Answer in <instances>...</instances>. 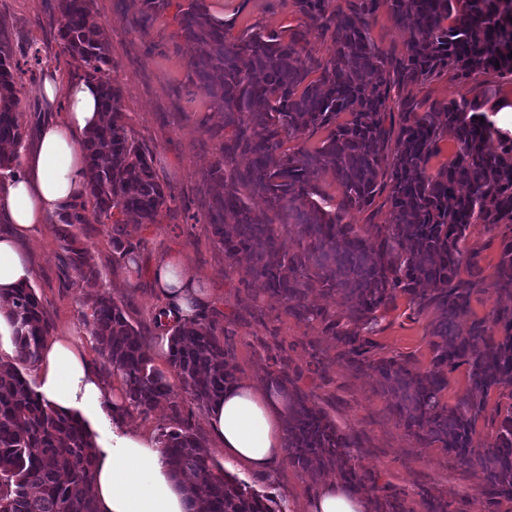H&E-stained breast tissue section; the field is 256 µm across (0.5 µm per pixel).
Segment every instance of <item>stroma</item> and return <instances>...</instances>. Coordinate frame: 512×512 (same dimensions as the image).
<instances>
[{"mask_svg": "<svg viewBox=\"0 0 512 512\" xmlns=\"http://www.w3.org/2000/svg\"><path fill=\"white\" fill-rule=\"evenodd\" d=\"M57 3L0 0V40L13 48L24 71L18 85L23 159L33 151L41 126L65 116L63 97L46 100L38 95V86L47 78L62 85L84 78L82 71L66 64L57 41L51 21ZM205 4L235 37L253 26L277 33L298 23L292 0H205ZM92 9L111 51L105 76L120 89L129 133L154 153L156 174L168 199L154 224H105L93 209H85L76 233L100 269L104 289L124 300L125 311L142 336L156 344L166 339L153 320L151 269L156 260L179 254L194 273L209 312L226 332L224 349L237 378L259 382L274 372L287 376L289 388L305 392L309 406L323 411L348 438L352 461L360 472L378 476L377 484L364 488L371 499L386 492L398 495L408 512H424L425 496L448 500L454 512H512L511 500L490 503L479 469L462 464L406 428L376 377L343 356L336 337L319 323L287 314L282 300L247 276L243 265L225 259L208 227L213 190L204 180L217 158L218 142L210 132L223 127L224 116L213 108L189 64L187 49L176 35L175 9L158 15L145 31L134 24L136 0H92ZM34 48L43 65L32 60ZM62 216L59 210L49 215L37 233L20 241L19 248L36 270L32 286L55 332L79 331L109 404L122 386L85 331L84 290L68 285L65 252L53 231ZM116 237L135 244L137 275H129V261L113 251ZM429 321V315L413 314L406 298L398 297L372 337L377 355L394 356L426 371L431 360ZM193 426L208 456L259 492L274 496L285 512H308L312 499L335 478L331 472L320 476L303 472L284 457L269 473L252 472L225 458L211 434L207 410H195Z\"/></svg>", "mask_w": 512, "mask_h": 512, "instance_id": "35a3bbf8", "label": "stroma"}]
</instances>
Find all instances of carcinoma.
<instances>
[{
  "label": "carcinoma",
  "mask_w": 512,
  "mask_h": 512,
  "mask_svg": "<svg viewBox=\"0 0 512 512\" xmlns=\"http://www.w3.org/2000/svg\"><path fill=\"white\" fill-rule=\"evenodd\" d=\"M137 2L144 26L172 5ZM292 6L302 23L285 33L252 27L232 38L204 0L177 5L190 65L224 113L220 156L205 175L224 189L209 206L210 232L226 258H245L249 275L280 296L287 313L320 321L348 358L375 374L407 428L481 468L490 492L512 499V308L481 318L471 308L478 288L512 296V235L499 239L490 283L480 252L465 247L474 224L490 232L512 225V143L486 118L477 96L440 105L413 94L448 71L480 86L487 75L512 76V0H347L345 7L293 0ZM382 8L408 34L399 52L382 50L370 35ZM58 13L63 53L101 89V119L83 143L90 161L86 192L69 204L55 233L72 284L94 290L84 319L123 384L124 401L112 404V420L132 410L147 416L159 401H172L156 441L184 483L190 512H283L201 451L192 412L181 406L208 407L235 380L217 322L200 313L168 329L176 390L145 355L122 300L97 291L100 272L74 232L85 206L113 224L129 215L155 224L166 195L148 151L127 132L118 88L101 79L111 58L91 0H59ZM307 26L333 43L330 58L308 48ZM20 73L12 49L0 41V142L14 147L0 153L4 179L16 177L23 143ZM318 132V143L307 145ZM447 135L455 151L431 173L428 164ZM328 177L338 183L339 196L325 190ZM380 198L389 223L345 222L352 211L374 214ZM257 199L266 206L261 219L252 210ZM315 289L335 296L345 315L312 306L308 293ZM400 295L417 312L433 315L425 372L371 355L369 335L380 312ZM0 309L15 347L14 354L0 355V512H97L90 492L93 434L79 416L46 405L25 377L52 333L50 316L29 285L14 289ZM461 365L475 397L449 406L442 402L445 370ZM494 389L510 403L496 406L494 443L483 448L476 426ZM286 431L294 467L331 470L361 489L364 476L351 462L346 437L302 395Z\"/></svg>",
  "instance_id": "cac0c4a2"
}]
</instances>
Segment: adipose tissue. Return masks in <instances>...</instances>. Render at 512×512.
Listing matches in <instances>:
<instances>
[{
    "label": "adipose tissue",
    "instance_id": "adipose-tissue-1",
    "mask_svg": "<svg viewBox=\"0 0 512 512\" xmlns=\"http://www.w3.org/2000/svg\"><path fill=\"white\" fill-rule=\"evenodd\" d=\"M47 98L64 95L63 120L44 126L26 168L11 184L7 210L13 231L0 236V295L32 283L34 268L17 242L44 224L60 205L83 192L89 162L83 136L100 119V90L93 82L59 88L52 81L41 87ZM153 282L160 305L159 323L169 326L194 318L202 301L189 267L176 255L156 261ZM34 388L59 411L78 414L88 426L102 416L104 389L88 356L68 335L43 344L33 368ZM288 390L279 381L239 380L230 385L209 411V422L226 457L266 471L286 451ZM92 493L99 512H189L180 482L165 464L160 448L149 439L124 430L113 431L109 444L97 450ZM369 496L336 481L324 485L310 512H371Z\"/></svg>",
    "mask_w": 512,
    "mask_h": 512
}]
</instances>
